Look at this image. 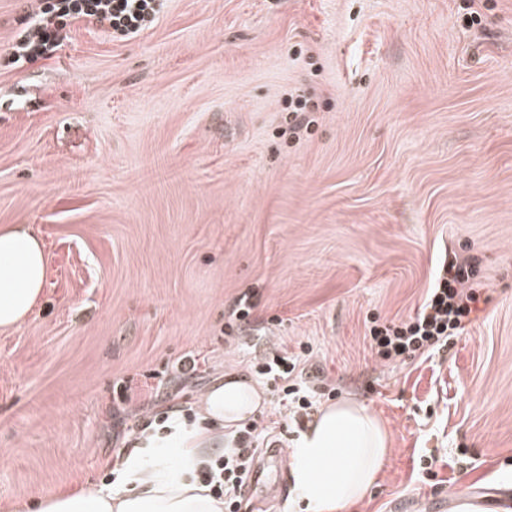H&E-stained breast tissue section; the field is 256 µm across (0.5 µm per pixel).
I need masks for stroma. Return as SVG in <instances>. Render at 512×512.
Wrapping results in <instances>:
<instances>
[{"instance_id":"1","label":"stroma","mask_w":512,"mask_h":512,"mask_svg":"<svg viewBox=\"0 0 512 512\" xmlns=\"http://www.w3.org/2000/svg\"><path fill=\"white\" fill-rule=\"evenodd\" d=\"M489 4L468 28L467 0H167L134 38L80 22L15 68L28 4L0 0V226L32 225L49 258L35 312L0 332V501L106 483L146 419L228 374L267 391L261 448L290 446L309 418L253 368L285 349L315 405L357 399L389 433L353 512H455V490L504 512L512 0ZM454 255L492 302L430 357L380 361L368 327L415 315ZM184 356L200 374L175 377ZM260 467L240 512H294L281 458ZM311 97L305 93L296 95V99L291 102L288 106V128L294 133L301 130L306 122V112H312L310 110L309 103Z\"/></svg>"}]
</instances>
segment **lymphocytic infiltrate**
<instances>
[{
  "instance_id": "1",
  "label": "lymphocytic infiltrate",
  "mask_w": 512,
  "mask_h": 512,
  "mask_svg": "<svg viewBox=\"0 0 512 512\" xmlns=\"http://www.w3.org/2000/svg\"><path fill=\"white\" fill-rule=\"evenodd\" d=\"M165 3L166 0H32L24 26L13 37L9 60L21 68L54 58L68 39L72 25L79 21L107 27L124 38L138 35L155 23ZM472 274L468 259L443 261L415 316L370 326L369 337L376 356L395 362L428 355L463 332L481 298ZM254 369L272 381L275 392L288 396L296 411L311 408L310 390L301 381L305 370L301 356L278 352L258 360ZM232 439L234 448L202 472L213 495L223 499L225 512H238L258 453L253 427L235 430Z\"/></svg>"
}]
</instances>
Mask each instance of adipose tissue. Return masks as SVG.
<instances>
[{
    "instance_id": "obj_1",
    "label": "adipose tissue",
    "mask_w": 512,
    "mask_h": 512,
    "mask_svg": "<svg viewBox=\"0 0 512 512\" xmlns=\"http://www.w3.org/2000/svg\"><path fill=\"white\" fill-rule=\"evenodd\" d=\"M48 257L31 225L0 228V331L19 326L41 300ZM263 390L229 375L195 402L193 419L177 411L137 433L112 481L42 496L32 512H224L201 480L228 432L256 417ZM389 434L364 403L323 406L288 449L291 500L304 512H349L363 502L385 467Z\"/></svg>"
}]
</instances>
